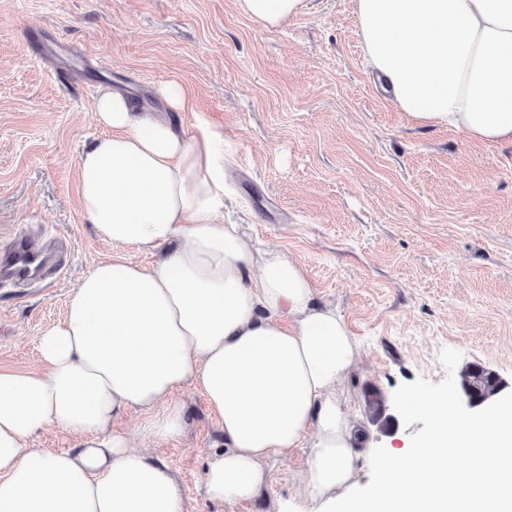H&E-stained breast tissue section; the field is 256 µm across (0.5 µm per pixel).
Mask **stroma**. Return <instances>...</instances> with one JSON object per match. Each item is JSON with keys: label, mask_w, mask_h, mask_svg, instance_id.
<instances>
[{"label": "stroma", "mask_w": 512, "mask_h": 512, "mask_svg": "<svg viewBox=\"0 0 512 512\" xmlns=\"http://www.w3.org/2000/svg\"><path fill=\"white\" fill-rule=\"evenodd\" d=\"M169 82L191 93L177 116L187 137L209 129L232 144L225 223L300 259L347 321L360 351L342 409L364 420L372 391L393 403L390 420L365 426L378 460L431 428L402 397L458 404L467 365L512 387V142L398 111L365 65L352 0H306L269 29L235 0H0V249L25 225L70 247L41 287L0 286V370L35 364L43 326L113 254L78 206L75 171L103 133L99 85L153 103ZM176 398L187 430L155 455L179 475L184 512H297L308 450L269 460L257 500L210 499L222 432L201 392Z\"/></svg>", "instance_id": "1"}]
</instances>
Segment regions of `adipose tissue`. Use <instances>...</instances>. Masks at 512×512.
<instances>
[{
	"mask_svg": "<svg viewBox=\"0 0 512 512\" xmlns=\"http://www.w3.org/2000/svg\"><path fill=\"white\" fill-rule=\"evenodd\" d=\"M364 60L399 111L472 139L512 142V0H353ZM306 0H238L266 28ZM168 115L100 89L107 128L76 164L81 211L116 248L158 252L149 266L115 256L71 290L62 320L37 339V368L0 370V512H182L174 476L151 449L114 430L139 410L152 442L180 436L201 391L224 447L209 462L214 499L248 502L275 456L309 449L301 492L341 512H512V396L492 414L459 418L421 400L429 434L387 466L368 498L345 495L377 467L336 400L359 353L344 317L320 301L300 261L259 248L224 223V137L192 140L174 113L186 88L160 90ZM75 447L35 445L47 427ZM462 458L467 468L451 466Z\"/></svg>",
	"mask_w": 512,
	"mask_h": 512,
	"instance_id": "adipose-tissue-1",
	"label": "adipose tissue"
}]
</instances>
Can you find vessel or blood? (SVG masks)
<instances>
[{
	"label": "vessel or blood",
	"mask_w": 512,
	"mask_h": 512,
	"mask_svg": "<svg viewBox=\"0 0 512 512\" xmlns=\"http://www.w3.org/2000/svg\"><path fill=\"white\" fill-rule=\"evenodd\" d=\"M60 267L58 245L43 244L20 236L14 240L8 251L0 255V280L7 278L21 285L36 283Z\"/></svg>",
	"instance_id": "1"
}]
</instances>
